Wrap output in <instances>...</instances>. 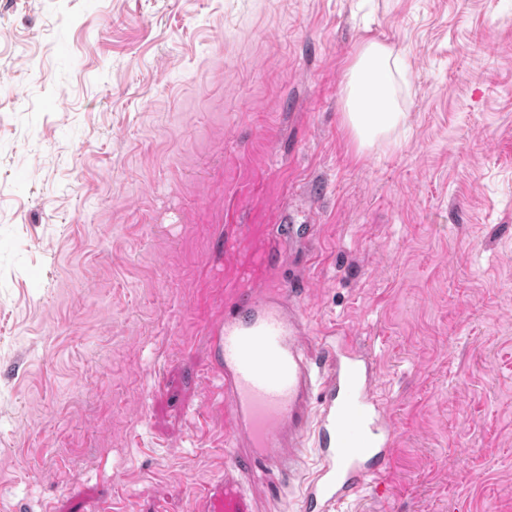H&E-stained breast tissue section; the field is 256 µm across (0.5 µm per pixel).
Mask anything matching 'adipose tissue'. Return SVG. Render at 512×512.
I'll list each match as a JSON object with an SVG mask.
<instances>
[{"label":"adipose tissue","mask_w":512,"mask_h":512,"mask_svg":"<svg viewBox=\"0 0 512 512\" xmlns=\"http://www.w3.org/2000/svg\"><path fill=\"white\" fill-rule=\"evenodd\" d=\"M392 55L387 45L371 41L361 47L349 69L344 118L360 142L383 136L403 120L393 96Z\"/></svg>","instance_id":"1"}]
</instances>
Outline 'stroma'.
<instances>
[{"label": "stroma", "instance_id": "1", "mask_svg": "<svg viewBox=\"0 0 512 512\" xmlns=\"http://www.w3.org/2000/svg\"><path fill=\"white\" fill-rule=\"evenodd\" d=\"M369 41L404 118L362 147ZM278 254L377 358L390 492L355 512H512V0H0V512H194L207 327Z\"/></svg>", "mask_w": 512, "mask_h": 512}]
</instances>
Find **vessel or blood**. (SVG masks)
<instances>
[{
	"label": "vessel or blood",
	"instance_id": "1",
	"mask_svg": "<svg viewBox=\"0 0 512 512\" xmlns=\"http://www.w3.org/2000/svg\"><path fill=\"white\" fill-rule=\"evenodd\" d=\"M307 333L299 297L281 287L238 290L211 321L207 370L224 388L216 464L255 473L278 463L300 486L301 512H344L382 485L396 429L372 353L331 326L314 357ZM193 497L195 512H251L249 499L219 480L195 485Z\"/></svg>",
	"mask_w": 512,
	"mask_h": 512
}]
</instances>
